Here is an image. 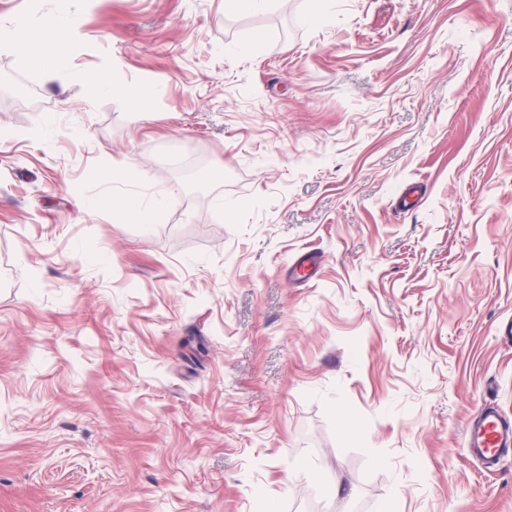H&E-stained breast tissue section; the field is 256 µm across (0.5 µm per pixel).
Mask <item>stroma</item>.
Here are the masks:
<instances>
[{
    "label": "stroma",
    "instance_id": "1",
    "mask_svg": "<svg viewBox=\"0 0 512 512\" xmlns=\"http://www.w3.org/2000/svg\"><path fill=\"white\" fill-rule=\"evenodd\" d=\"M69 5L66 69L0 47V512H512V0ZM165 202L166 196L163 194L152 196L147 201L106 196L93 201L91 206L93 208L108 207L120 212L133 213L137 216L140 224H152ZM511 447L512 420L493 403H484L466 427L468 454L485 467H492Z\"/></svg>",
    "mask_w": 512,
    "mask_h": 512
}]
</instances>
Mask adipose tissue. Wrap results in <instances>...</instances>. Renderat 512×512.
Listing matches in <instances>:
<instances>
[{"label":"adipose tissue","instance_id":"adipose-tissue-1","mask_svg":"<svg viewBox=\"0 0 512 512\" xmlns=\"http://www.w3.org/2000/svg\"><path fill=\"white\" fill-rule=\"evenodd\" d=\"M56 3L54 15L40 24H31L24 17L1 23L0 46L25 51L49 45L53 51L43 59V69L55 73L66 68L69 64L66 46L70 39L79 35L83 21L71 13L69 0H56Z\"/></svg>","mask_w":512,"mask_h":512}]
</instances>
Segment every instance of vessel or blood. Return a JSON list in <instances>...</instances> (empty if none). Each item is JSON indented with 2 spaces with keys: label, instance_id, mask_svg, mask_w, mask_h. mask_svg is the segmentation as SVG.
<instances>
[{
  "label": "vessel or blood",
  "instance_id": "1",
  "mask_svg": "<svg viewBox=\"0 0 512 512\" xmlns=\"http://www.w3.org/2000/svg\"><path fill=\"white\" fill-rule=\"evenodd\" d=\"M468 454L484 466H494L512 450V419L501 414L493 403H484L466 427Z\"/></svg>",
  "mask_w": 512,
  "mask_h": 512
}]
</instances>
